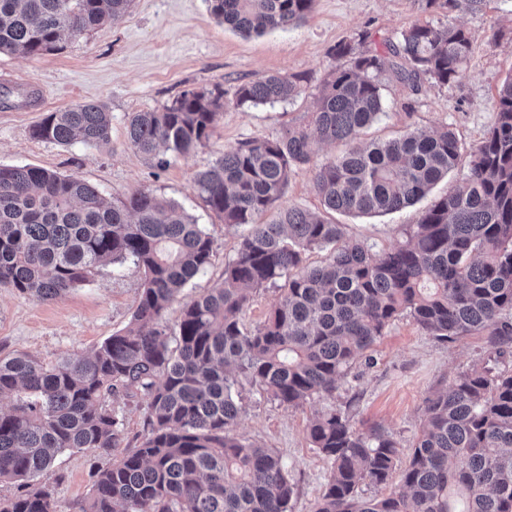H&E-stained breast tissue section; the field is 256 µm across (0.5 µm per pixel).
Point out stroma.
I'll return each instance as SVG.
<instances>
[{"label":"stroma","mask_w":512,"mask_h":512,"mask_svg":"<svg viewBox=\"0 0 512 512\" xmlns=\"http://www.w3.org/2000/svg\"><path fill=\"white\" fill-rule=\"evenodd\" d=\"M415 23L464 27L472 53L449 84L422 83L411 91L392 73L378 77L384 111L363 134L364 141H385L407 131L452 128L462 156L448 178L429 193L447 194L466 175L469 154L495 119L497 93L512 73V0H487L477 12L447 14L426 10L421 0H316L307 20L285 31L245 36L225 28L205 0H131L125 15L71 38L62 50L35 57L0 54V165H29L85 181L120 200L147 189L178 203L213 241L211 266L199 274L193 293L219 285L224 263L239 242L238 229L224 226L206 208L195 178L224 149L254 139L279 137L308 121L323 80L338 60L332 47L369 34L372 41L398 39ZM302 76L299 96L275 104L239 107L237 88L260 75ZM222 91L223 107L207 147L158 167L154 158L133 150L127 122L135 112L159 111L182 93ZM78 102L104 104L112 115L109 139L98 147L60 146L34 140L32 127L47 113ZM311 162L288 181L282 206L320 211L313 167L343 154L345 144L311 145ZM420 206L382 216L333 215L346 238L371 252L395 245L405 225L416 223ZM145 275L134 264L120 271L98 270L84 285L53 301H41L0 286V357L26 354L53 364L86 353L129 323ZM371 361L351 365L334 397H313L284 408L259 387L239 393L245 413L239 437L275 451L296 484L291 512H311L329 474V465L312 448L307 426L318 414L335 411L359 429L382 428L408 448L419 434L426 400L449 388L457 375L480 366L486 338L472 334L454 342L424 335L413 319L401 315L374 345ZM122 441L110 455L73 449L58 455L38 477L48 486L58 512L88 497L93 471L110 458L132 450L144 434L145 405L115 399Z\"/></svg>","instance_id":"35a3bbf8"}]
</instances>
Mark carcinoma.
I'll use <instances>...</instances> for the list:
<instances>
[{"instance_id": "cac0c4a2", "label": "carcinoma", "mask_w": 512, "mask_h": 512, "mask_svg": "<svg viewBox=\"0 0 512 512\" xmlns=\"http://www.w3.org/2000/svg\"><path fill=\"white\" fill-rule=\"evenodd\" d=\"M131 0H0V53L37 56L122 17ZM212 15L245 35L303 22L315 0H207ZM453 13L485 0H425ZM385 52L350 43L351 57L324 79L306 124L273 139L224 150L196 175L199 194L227 227H243L221 285L195 297L184 289L212 264L213 240L178 205L139 190L111 201L94 186L33 166L0 165V286L42 301L86 283L104 265L132 261L145 284L129 324L90 354L48 365L0 357V481H28L56 454H107L121 441L108 401L146 403L139 445L94 472L75 512H289L295 485L274 451L238 437L243 410L233 392L247 382L279 405L331 397L351 364L406 313L424 334L453 342L488 337L489 359L512 349V76L498 90L496 119L471 151L462 185L434 201L392 248L372 253L345 238L324 213L283 208L295 169L310 163V141L345 142L342 156L315 166L325 213L385 215L410 207L457 167L461 143L443 127L364 144L383 112L379 74L412 90L423 79L451 82L467 61L462 27L414 24ZM299 76L264 74L241 85L236 105H265L301 93ZM222 94L185 92L161 112H136L127 137L157 159L205 147ZM97 102L50 112L33 138L68 146L108 139ZM330 249L318 265L314 249ZM279 296L264 322L245 325L254 292ZM181 303L168 325L170 306ZM308 437L330 464L312 512H512V370L474 367L428 398L425 421L399 482L381 498L359 486L390 485L398 443L379 427L355 428L335 412L310 420ZM0 512H57L45 488L0 498Z\"/></svg>"}]
</instances>
